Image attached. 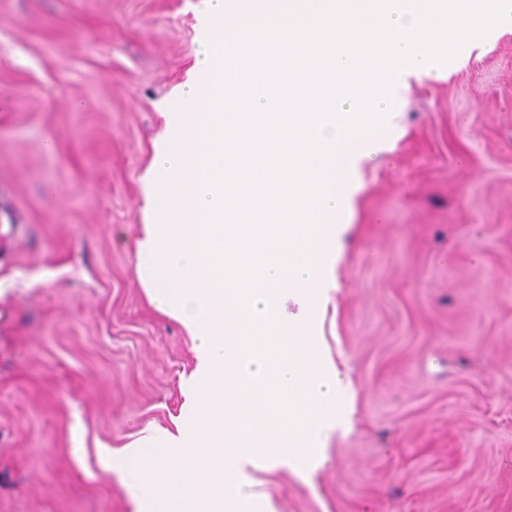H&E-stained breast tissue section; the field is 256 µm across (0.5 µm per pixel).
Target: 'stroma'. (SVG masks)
<instances>
[{"instance_id": "stroma-1", "label": "stroma", "mask_w": 512, "mask_h": 512, "mask_svg": "<svg viewBox=\"0 0 512 512\" xmlns=\"http://www.w3.org/2000/svg\"><path fill=\"white\" fill-rule=\"evenodd\" d=\"M208 0H0V512H136L98 450L174 430L195 342L138 277L139 178ZM311 333L351 426L273 512H512V20L397 78Z\"/></svg>"}]
</instances>
